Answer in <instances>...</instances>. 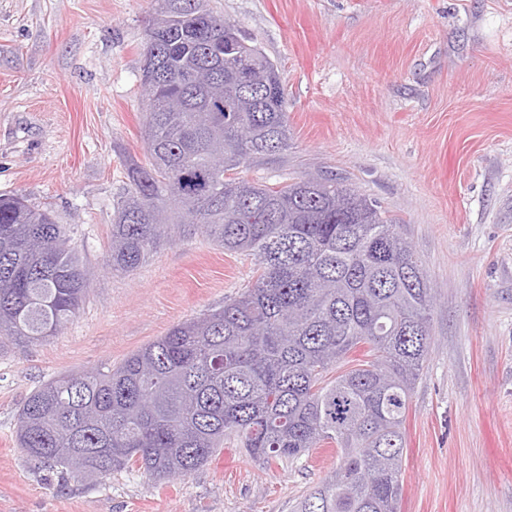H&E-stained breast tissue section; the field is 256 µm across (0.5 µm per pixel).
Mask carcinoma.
<instances>
[{"label": "carcinoma", "instance_id": "cac0c4a2", "mask_svg": "<svg viewBox=\"0 0 512 512\" xmlns=\"http://www.w3.org/2000/svg\"><path fill=\"white\" fill-rule=\"evenodd\" d=\"M144 66L156 73L105 267L129 273L193 228L256 258L224 305L173 326L107 370L29 393L15 438L27 459L93 479L137 468L185 477L237 441L260 465L336 445L340 465L297 512H398L404 423L435 338L434 288L403 225L329 171L278 185L238 169L288 150L277 65L209 0H154ZM253 76L244 90L232 73ZM88 268L51 211L0 195V348L58 335Z\"/></svg>", "mask_w": 512, "mask_h": 512}]
</instances>
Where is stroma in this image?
Instances as JSON below:
<instances>
[{"mask_svg":"<svg viewBox=\"0 0 512 512\" xmlns=\"http://www.w3.org/2000/svg\"><path fill=\"white\" fill-rule=\"evenodd\" d=\"M285 89L289 148L244 169H328L403 226L436 292L405 422L400 512H512V0H210ZM153 0H0V195L50 208L93 273L58 336L0 350V512H294L335 445L263 468L231 448L155 484L29 461L16 412L41 384L122 362L223 305L253 257L188 233L104 267L129 161L147 164L141 43Z\"/></svg>","mask_w":512,"mask_h":512,"instance_id":"obj_1","label":"stroma"}]
</instances>
